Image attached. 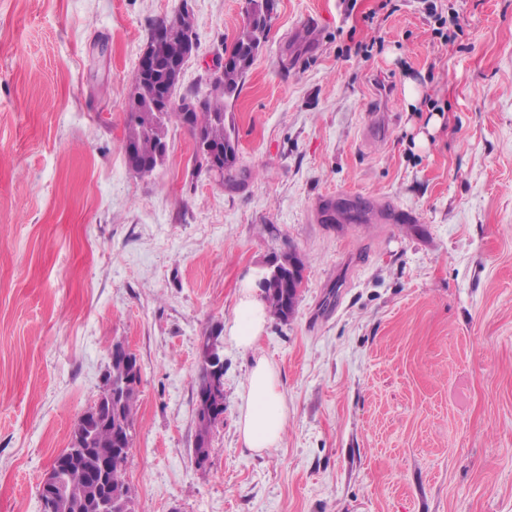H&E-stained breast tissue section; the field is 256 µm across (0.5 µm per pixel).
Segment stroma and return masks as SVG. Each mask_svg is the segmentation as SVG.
<instances>
[{"label": "stroma", "mask_w": 512, "mask_h": 512, "mask_svg": "<svg viewBox=\"0 0 512 512\" xmlns=\"http://www.w3.org/2000/svg\"><path fill=\"white\" fill-rule=\"evenodd\" d=\"M434 2L276 0L227 107L230 189L178 126L133 174L125 119L155 20L194 13L186 96L245 0H0V512H42L116 341L141 366L133 512H512V0ZM339 194L411 220L322 223ZM290 248L295 313L243 352L239 288ZM212 332L224 416L200 467ZM257 355L288 405L261 455L236 433ZM86 453V448H75L72 452L71 457L67 458H59L56 457L49 471L44 476L41 483V503L43 512H55L56 511V502H57V475L58 473L65 468L70 467L72 464L78 463L81 459V456Z\"/></svg>", "instance_id": "obj_1"}]
</instances>
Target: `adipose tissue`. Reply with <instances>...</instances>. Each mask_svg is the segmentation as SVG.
<instances>
[{
    "mask_svg": "<svg viewBox=\"0 0 512 512\" xmlns=\"http://www.w3.org/2000/svg\"><path fill=\"white\" fill-rule=\"evenodd\" d=\"M268 321L266 303L254 283L239 290L235 318L228 330L242 351L253 350ZM288 420V406L278 372L266 358L252 362L239 409L237 431L246 448L263 453L279 447Z\"/></svg>",
    "mask_w": 512,
    "mask_h": 512,
    "instance_id": "1",
    "label": "adipose tissue"
}]
</instances>
